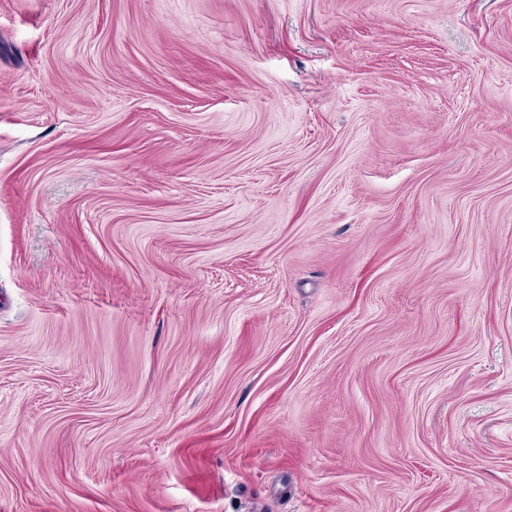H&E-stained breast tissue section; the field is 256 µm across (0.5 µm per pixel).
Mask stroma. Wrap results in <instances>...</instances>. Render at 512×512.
<instances>
[{"label": "stroma", "mask_w": 512, "mask_h": 512, "mask_svg": "<svg viewBox=\"0 0 512 512\" xmlns=\"http://www.w3.org/2000/svg\"><path fill=\"white\" fill-rule=\"evenodd\" d=\"M0 512H512V0H0Z\"/></svg>", "instance_id": "stroma-1"}]
</instances>
